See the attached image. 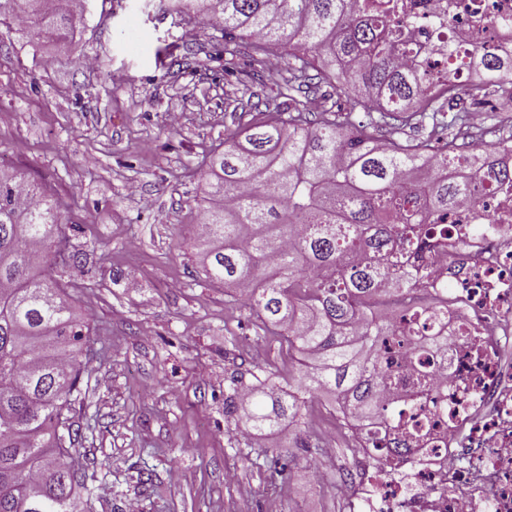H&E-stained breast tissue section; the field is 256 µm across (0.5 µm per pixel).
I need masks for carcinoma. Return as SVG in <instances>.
<instances>
[{
    "mask_svg": "<svg viewBox=\"0 0 512 512\" xmlns=\"http://www.w3.org/2000/svg\"><path fill=\"white\" fill-rule=\"evenodd\" d=\"M178 14L213 21L224 52L240 48L257 68L288 52L277 76L285 91L259 101L254 114L224 140L203 177L206 205L192 232L195 262L211 283L233 290L255 285L243 305L262 329L296 355L298 374L284 378L258 363L224 381V418L254 439L296 430L298 448H319L302 435L308 402L332 397L350 436L383 460L410 451L400 408L432 391L430 371L416 361L448 350L447 311L411 263L435 250L454 254L448 210L479 201L484 183L465 174L469 111L457 109L462 71L479 77L467 95L501 101L496 125L512 126V56L496 47L469 52L448 45V68L433 72L422 48L385 0H179ZM83 12L48 0H0V24L19 21L37 45L63 41ZM341 80L345 104L321 107L312 119V84ZM359 112H376L365 123ZM417 125L412 141L400 130ZM61 215L43 187L0 167V512H90L93 474H86L72 437V397L80 393L88 323L54 277L82 266L69 250ZM398 309L368 315L381 286ZM408 351L419 383L390 409L377 395L395 373L383 352Z\"/></svg>",
    "mask_w": 512,
    "mask_h": 512,
    "instance_id": "1",
    "label": "carcinoma"
}]
</instances>
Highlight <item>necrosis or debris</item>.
Returning <instances> with one entry per match:
<instances>
[{"instance_id": "4bbe7bcc", "label": "necrosis or debris", "mask_w": 512, "mask_h": 512, "mask_svg": "<svg viewBox=\"0 0 512 512\" xmlns=\"http://www.w3.org/2000/svg\"><path fill=\"white\" fill-rule=\"evenodd\" d=\"M394 2L436 69L446 44L497 42V20L512 17V0ZM448 221L483 230L455 259L435 255L419 270L429 286L447 287L448 320L465 332L431 361L433 395L400 417L410 453L375 466L356 488L355 512H512V367L503 362L512 349V190L464 203Z\"/></svg>"}]
</instances>
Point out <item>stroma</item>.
<instances>
[{
	"label": "stroma",
	"instance_id": "35a3bbf8",
	"mask_svg": "<svg viewBox=\"0 0 512 512\" xmlns=\"http://www.w3.org/2000/svg\"><path fill=\"white\" fill-rule=\"evenodd\" d=\"M190 26L173 0H90L63 46L34 48L0 26V165L62 202L70 245L87 256L88 274L61 276L79 282L72 296L95 350L73 417L97 477L94 512L133 501L139 512H348L338 476L368 468L331 421L330 396L307 421L335 460L310 462L288 431L266 440L268 455L295 457L284 483L224 419L227 373L262 362L286 377L297 365L279 337H258L231 290L195 276L189 229L206 196L203 161L277 90L225 79L248 56H225L209 28L185 36Z\"/></svg>",
	"mask_w": 512,
	"mask_h": 512
}]
</instances>
